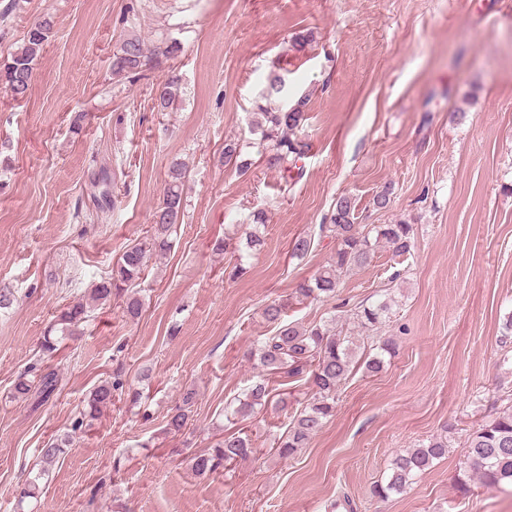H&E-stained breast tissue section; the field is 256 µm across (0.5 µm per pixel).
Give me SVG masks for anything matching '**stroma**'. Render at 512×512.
Masks as SVG:
<instances>
[{"instance_id":"obj_1","label":"stroma","mask_w":512,"mask_h":512,"mask_svg":"<svg viewBox=\"0 0 512 512\" xmlns=\"http://www.w3.org/2000/svg\"><path fill=\"white\" fill-rule=\"evenodd\" d=\"M0 60L32 24L54 34L18 101L0 85V512H17L19 485L39 448L71 442L41 484L38 512H512V489L471 483L458 460L470 433L512 406V0H0ZM177 45L160 65L115 75L123 41ZM307 38L304 49L293 47ZM181 78L158 111L168 73ZM291 97H263L272 76ZM307 96L300 171L269 165L258 109ZM464 110L454 121L450 112ZM238 141L246 173L224 167ZM185 210L170 253L152 260L144 307L126 291L97 307L77 341L53 358L39 343L49 322L110 277L143 241L175 163ZM390 189V203L373 196ZM355 198L362 224L413 226L404 258L381 248L347 276L336 299L289 308L288 320L324 321L337 308L393 298L382 329L395 344L376 373L355 371L336 412L295 455L272 448L309 397L289 382L287 407L247 420L255 448L233 466L196 475L188 457L235 424L224 407L255 376L245 352L270 326L264 306L332 258L320 233L336 199ZM264 213L263 249L247 272L216 240L244 243ZM308 236L304 257L291 253ZM55 371L48 401L14 400L28 368ZM123 390L92 427L72 424L101 380ZM195 390L184 434L169 409ZM447 434L448 454L389 499L370 494L392 458Z\"/></svg>"}]
</instances>
